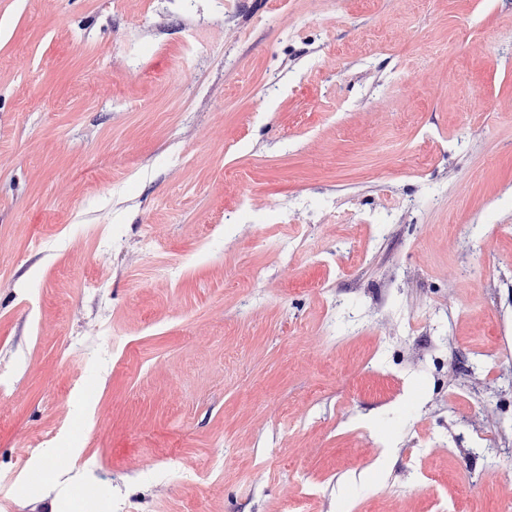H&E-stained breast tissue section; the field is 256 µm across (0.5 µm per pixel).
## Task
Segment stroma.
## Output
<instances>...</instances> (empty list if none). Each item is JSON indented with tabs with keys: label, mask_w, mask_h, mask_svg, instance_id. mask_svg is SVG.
<instances>
[{
	"label": "stroma",
	"mask_w": 512,
	"mask_h": 512,
	"mask_svg": "<svg viewBox=\"0 0 512 512\" xmlns=\"http://www.w3.org/2000/svg\"><path fill=\"white\" fill-rule=\"evenodd\" d=\"M494 470L512 0H0V512H512Z\"/></svg>",
	"instance_id": "35a3bbf8"
}]
</instances>
